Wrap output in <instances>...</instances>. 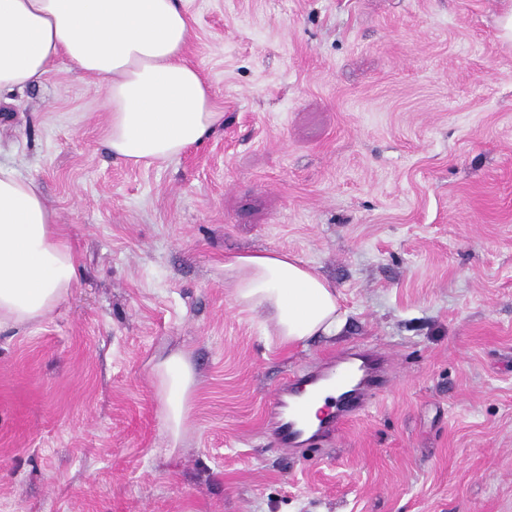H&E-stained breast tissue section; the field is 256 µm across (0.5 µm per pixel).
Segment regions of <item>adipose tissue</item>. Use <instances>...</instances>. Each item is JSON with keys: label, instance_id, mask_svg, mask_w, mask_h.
<instances>
[{"label": "adipose tissue", "instance_id": "ef3b65f1", "mask_svg": "<svg viewBox=\"0 0 512 512\" xmlns=\"http://www.w3.org/2000/svg\"><path fill=\"white\" fill-rule=\"evenodd\" d=\"M190 40L181 0H0V93L40 82L66 59L106 91L113 156L165 163L224 123L189 60ZM76 281L37 181L0 162V331L40 322ZM224 285L239 311L263 314L286 345L334 335L342 324L335 288L285 251L225 257ZM151 371L174 447L189 428L195 366L173 351L155 357Z\"/></svg>", "mask_w": 512, "mask_h": 512}]
</instances>
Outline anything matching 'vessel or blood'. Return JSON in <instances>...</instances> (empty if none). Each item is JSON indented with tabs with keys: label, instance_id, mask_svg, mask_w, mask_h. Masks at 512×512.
Segmentation results:
<instances>
[{
	"label": "vessel or blood",
	"instance_id": "b4317fda",
	"mask_svg": "<svg viewBox=\"0 0 512 512\" xmlns=\"http://www.w3.org/2000/svg\"><path fill=\"white\" fill-rule=\"evenodd\" d=\"M378 371V366L344 350L307 379L306 388L311 391L310 397H303V390L295 388L293 379L280 382L266 409L273 442L280 449L293 453L315 441L337 436L366 403ZM331 375L336 378V392L327 397L317 420H310L311 396L320 391L321 381Z\"/></svg>",
	"mask_w": 512,
	"mask_h": 512
}]
</instances>
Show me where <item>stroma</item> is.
Returning a JSON list of instances; mask_svg holds the SVG:
<instances>
[{"label":"stroma","mask_w":512,"mask_h":512,"mask_svg":"<svg viewBox=\"0 0 512 512\" xmlns=\"http://www.w3.org/2000/svg\"><path fill=\"white\" fill-rule=\"evenodd\" d=\"M503 0H187L224 124L148 168L58 60L0 96V160L41 186L78 280L0 332V512H512V47ZM290 252L336 287L333 337L281 345L224 257ZM190 353L169 448L151 363ZM367 348L387 384L280 452L276 384Z\"/></svg>","instance_id":"obj_1"}]
</instances>
